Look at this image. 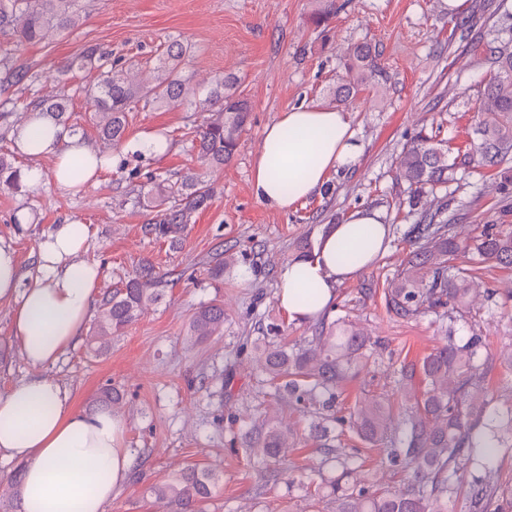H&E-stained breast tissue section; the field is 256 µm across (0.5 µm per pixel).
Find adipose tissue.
Here are the masks:
<instances>
[{"instance_id":"ef3b65f1","label":"adipose tissue","mask_w":512,"mask_h":512,"mask_svg":"<svg viewBox=\"0 0 512 512\" xmlns=\"http://www.w3.org/2000/svg\"><path fill=\"white\" fill-rule=\"evenodd\" d=\"M26 156L53 157L55 185L76 193L116 156L96 163L75 135L35 116L12 133ZM360 146L346 112L300 105L267 127L252 164V188L262 202L280 210L318 191L330 171L357 164ZM83 162L73 175L75 162ZM26 168L21 180L39 188L45 177ZM86 224L70 220L52 226L38 243L37 258L22 267L15 247L0 237V305L8 306L26 362L56 364L84 336L100 277L96 262L81 260ZM387 226L375 210H357L329 225L309 256L288 261L278 272L277 299L289 317L307 321L328 309L338 283L381 256ZM125 420L109 409H75L50 379H22L0 397V459L23 462L18 488L21 512H107L129 478L131 458L123 446Z\"/></svg>"}]
</instances>
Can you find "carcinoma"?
I'll return each instance as SVG.
<instances>
[{
  "label": "carcinoma",
  "mask_w": 512,
  "mask_h": 512,
  "mask_svg": "<svg viewBox=\"0 0 512 512\" xmlns=\"http://www.w3.org/2000/svg\"><path fill=\"white\" fill-rule=\"evenodd\" d=\"M79 0H0V33L13 37L14 51L28 44L46 43L63 36L80 20ZM194 52L187 40H173L163 52V66L151 81L134 82L111 55L89 47L59 66L62 76L87 71L96 74L90 84L79 87L92 102V112L103 140L112 146L125 141L126 113L133 106H175L191 100L196 90L178 69ZM355 79L336 87V100L352 98L377 70V54L371 44L356 43L349 50ZM496 72L484 86L486 109L481 121V142L473 149L448 158V145L437 136L418 133L404 147L399 158L398 177L408 184L413 196L448 197V183L457 172L467 173L479 165L498 168L504 179L512 178V52L495 56ZM35 77L6 52L0 55V87L30 86ZM26 112H39L60 123L71 111V97L59 92L32 97ZM249 103L236 96L229 77L215 81L204 100L202 111L211 116L191 139L198 157L215 166L229 162L249 117ZM17 171L0 156V184L17 186ZM213 187L204 180L188 178L180 183H153L146 206L157 209L159 218L146 225V232L159 239H174L194 223L205 208ZM418 220L405 234L410 243L405 264L388 281L385 299L388 308L404 317L424 310L451 307L464 310L474 292L472 273L455 263L461 254H470L497 268L512 270V225L492 224L479 235L459 240L451 232L445 206L417 212ZM235 265L233 257L220 252L209 262L208 273L221 278ZM164 276L144 261L137 273L120 288L106 293L100 303V317L92 341L118 335L133 323L148 305L163 296ZM224 331V306L203 303L195 312L189 335L200 339ZM367 339L357 330L335 323L326 336H314L304 346L288 349L275 342L257 347L259 368L275 382L278 392L287 393L294 405L314 407L320 421L311 425V434L325 449V462L342 468L329 481L336 495V512H448V494L474 469L486 472V479L470 486L465 512H505L512 508V483L492 475L494 459L512 450V407L493 405L479 379L490 361L483 340L469 336L459 341L448 336L447 343L423 358L419 369H404L401 382L420 373L425 389L414 397L406 419L393 426L389 411L375 398L365 400L357 410L354 428L365 442L382 447L386 459L402 463L412 471V482L394 492L354 490L343 485L357 461L337 454L328 424L340 400L341 383L359 365ZM279 421L265 420L249 425L242 443L267 465L271 481L281 473L274 464L286 456L285 433ZM220 475L212 468L192 465L175 477L153 482L145 489L160 504L162 512H202L211 498Z\"/></svg>",
  "instance_id": "obj_1"
}]
</instances>
